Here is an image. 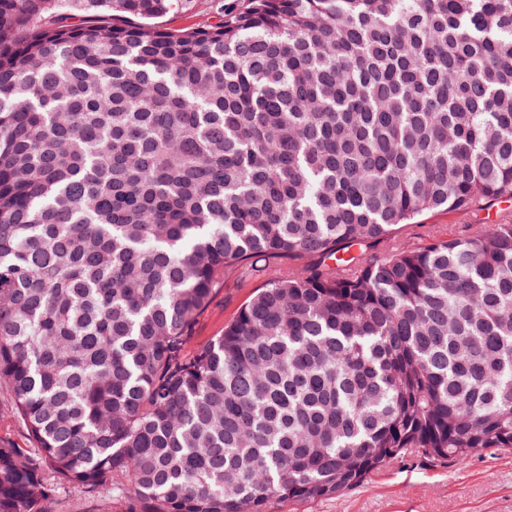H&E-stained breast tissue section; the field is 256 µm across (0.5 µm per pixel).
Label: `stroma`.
I'll use <instances>...</instances> for the list:
<instances>
[{"label": "stroma", "mask_w": 512, "mask_h": 512, "mask_svg": "<svg viewBox=\"0 0 512 512\" xmlns=\"http://www.w3.org/2000/svg\"><path fill=\"white\" fill-rule=\"evenodd\" d=\"M502 220L512 222V201L465 214L426 215L403 225L396 241L415 247L440 233L464 238L475 225ZM262 284L251 268L229 272L196 323L194 344L220 335ZM270 512H512V454L490 449L460 465L409 452L340 496L308 503L275 500Z\"/></svg>", "instance_id": "obj_1"}]
</instances>
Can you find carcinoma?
<instances>
[{
    "mask_svg": "<svg viewBox=\"0 0 512 512\" xmlns=\"http://www.w3.org/2000/svg\"><path fill=\"white\" fill-rule=\"evenodd\" d=\"M0 0V512H269L512 451V0ZM278 268L190 347L224 276ZM192 8L189 11V19H186L183 14L175 18L164 19L162 25L164 27H181L188 23H207L214 21L220 8L228 4H241L242 0H192ZM225 6V7H226ZM168 20V21H167ZM502 220L512 222V200L499 203L489 210L473 209L466 214H428L416 224L403 225L396 241L401 246L415 247L429 242L441 232L464 238L473 232V224H495Z\"/></svg>",
    "mask_w": 512,
    "mask_h": 512,
    "instance_id": "carcinoma-1",
    "label": "carcinoma"
}]
</instances>
